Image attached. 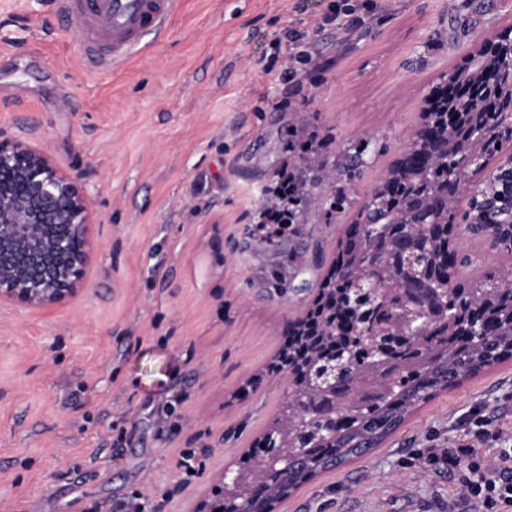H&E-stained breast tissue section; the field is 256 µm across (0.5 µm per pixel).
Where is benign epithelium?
Segmentation results:
<instances>
[{"mask_svg": "<svg viewBox=\"0 0 512 512\" xmlns=\"http://www.w3.org/2000/svg\"><path fill=\"white\" fill-rule=\"evenodd\" d=\"M488 66L495 69L498 83L471 93L465 100L468 111H448L457 78ZM421 150L430 164L446 165L453 175L437 185L415 184L423 198L415 223L398 218L404 205L393 208L397 218L387 222L384 236L374 243L378 267L388 275L380 277L378 287L363 289L364 269L344 267L338 259L322 282L325 287L343 276L353 284L347 301L357 310L360 331L368 336L378 365L393 362L387 349L396 337L420 336L432 323L453 324L448 290H457V283L451 277L438 286L434 276L406 283L395 280L394 273L424 255L451 250L459 228L452 214L460 198H466L468 212L486 217L492 247L512 243V197L498 191L500 184L512 185V25L484 31L468 54L437 76L403 152L361 204L355 223H376V194L405 175L409 158ZM90 226L91 207L80 175L64 172L50 155L25 141L0 137V301L48 308L73 297L84 285L94 249ZM503 288H512V277L490 272L465 295L477 300ZM343 369L339 358L312 365L309 381L319 394L303 397L294 389L293 368L282 367L280 375L288 380L284 399L294 402L301 416L334 413L333 388ZM297 433L285 419L265 432L267 453L254 469H225L224 488L238 500V512H254L252 485L266 484L273 476L282 480L303 466L305 456L289 451Z\"/></svg>", "mask_w": 512, "mask_h": 512, "instance_id": "1", "label": "benign epithelium"}]
</instances>
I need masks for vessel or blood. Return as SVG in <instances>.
<instances>
[{
    "label": "vessel or blood",
    "instance_id": "1",
    "mask_svg": "<svg viewBox=\"0 0 512 512\" xmlns=\"http://www.w3.org/2000/svg\"><path fill=\"white\" fill-rule=\"evenodd\" d=\"M54 6L79 23L90 61L112 69L139 50L145 32L165 31L176 0H54Z\"/></svg>",
    "mask_w": 512,
    "mask_h": 512
}]
</instances>
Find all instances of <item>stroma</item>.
I'll list each match as a JSON object with an SVG mask.
<instances>
[{"label":"stroma","mask_w":512,"mask_h":512,"mask_svg":"<svg viewBox=\"0 0 512 512\" xmlns=\"http://www.w3.org/2000/svg\"><path fill=\"white\" fill-rule=\"evenodd\" d=\"M180 0L124 67H92L49 0H0V136L83 177L95 250L83 291L53 308L0 301V512H192L243 465L284 399L269 363L315 297L337 243L401 154L436 77L512 0ZM307 32L301 49L282 35ZM315 64L288 81L297 51ZM327 144L302 161L297 224L252 222L294 127ZM336 169L335 185L319 181ZM342 206H333L336 192ZM489 272L490 239L460 231ZM485 416L512 435V359L422 403L378 448L318 473L274 512H468L467 468L430 448L467 443Z\"/></svg>","instance_id":"stroma-1"}]
</instances>
